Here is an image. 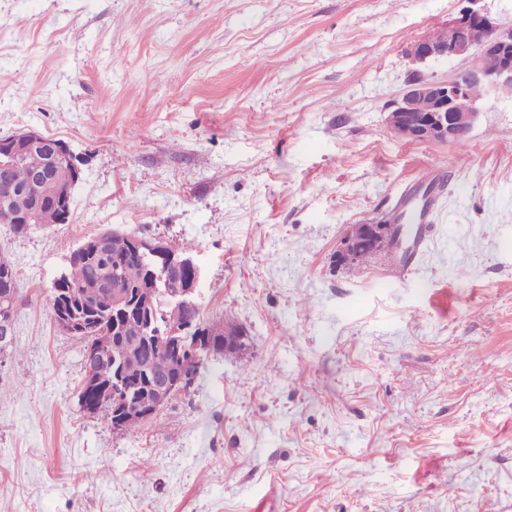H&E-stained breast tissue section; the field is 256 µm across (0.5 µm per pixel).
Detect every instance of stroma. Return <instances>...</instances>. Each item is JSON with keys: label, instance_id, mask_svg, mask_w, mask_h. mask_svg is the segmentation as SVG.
Wrapping results in <instances>:
<instances>
[{"label": "stroma", "instance_id": "35a3bbf8", "mask_svg": "<svg viewBox=\"0 0 512 512\" xmlns=\"http://www.w3.org/2000/svg\"><path fill=\"white\" fill-rule=\"evenodd\" d=\"M457 0H0V137L84 160L68 223L14 233L0 512H512V92L465 148L398 139L407 47ZM450 167L413 272L338 263ZM106 229L188 244L209 359L145 424L77 396L52 284Z\"/></svg>", "mask_w": 512, "mask_h": 512}]
</instances>
